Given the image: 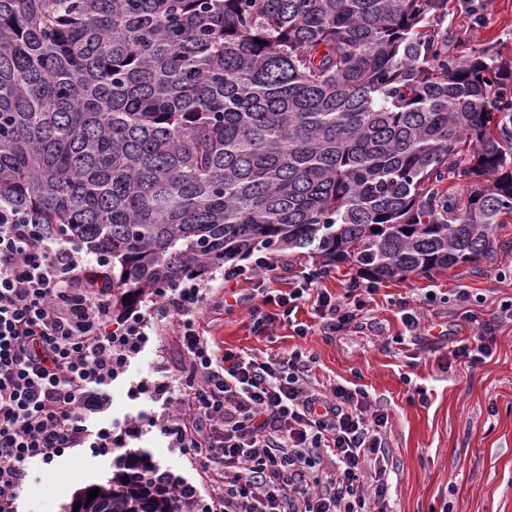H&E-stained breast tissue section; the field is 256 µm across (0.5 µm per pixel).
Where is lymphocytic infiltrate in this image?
Wrapping results in <instances>:
<instances>
[{
    "instance_id": "obj_1",
    "label": "lymphocytic infiltrate",
    "mask_w": 512,
    "mask_h": 512,
    "mask_svg": "<svg viewBox=\"0 0 512 512\" xmlns=\"http://www.w3.org/2000/svg\"><path fill=\"white\" fill-rule=\"evenodd\" d=\"M275 268L265 255L224 272L228 281H255L260 302L250 320L257 335L288 321L301 300L324 333L337 332L363 310L362 294L376 290L357 280L335 297L309 272L274 294L263 276ZM91 273L83 247L0 209V512H17L27 463L52 464L88 442L119 459L140 432L132 419L120 435L93 425L145 331L138 315L113 323L112 289L93 285ZM210 297L189 281L154 298L152 313L169 322L182 364L167 382L135 389L169 406L161 432L210 482L203 498L174 481L176 497L200 512H392L387 414L363 389L313 386L302 352L217 351L199 324Z\"/></svg>"
}]
</instances>
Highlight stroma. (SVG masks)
<instances>
[{
	"label": "stroma",
	"mask_w": 512,
	"mask_h": 512,
	"mask_svg": "<svg viewBox=\"0 0 512 512\" xmlns=\"http://www.w3.org/2000/svg\"><path fill=\"white\" fill-rule=\"evenodd\" d=\"M448 52L464 58L480 49L512 66V0H450ZM506 247L478 267L381 282L360 318L324 334L310 305L293 317L307 326L296 336L286 325L270 335L250 329L246 306L210 307L201 328L216 348L280 356L299 350L313 357L315 386L334 382L364 389L388 416L387 440L395 472L390 489L394 512H512V217L496 228ZM151 299L133 310L144 318L147 341L109 392L112 407L100 423L120 430L140 420L134 449L150 452L158 468L200 483L201 471L155 425L167 407L135 395L143 382H163L178 370L181 346L167 322L150 315ZM417 327L407 330L404 313ZM493 328L491 358L469 364L458 357L482 325ZM112 459L94 448H69L52 466L33 462L17 499L18 512H69L73 494L105 482Z\"/></svg>",
	"instance_id": "obj_1"
}]
</instances>
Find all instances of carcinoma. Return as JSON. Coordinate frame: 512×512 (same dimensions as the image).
<instances>
[{"label": "carcinoma", "mask_w": 512, "mask_h": 512, "mask_svg": "<svg viewBox=\"0 0 512 512\" xmlns=\"http://www.w3.org/2000/svg\"><path fill=\"white\" fill-rule=\"evenodd\" d=\"M448 3L0 0V206L108 262L114 308L257 249L478 264L512 214V70L448 55ZM155 472L116 464L112 512H175Z\"/></svg>", "instance_id": "obj_1"}]
</instances>
